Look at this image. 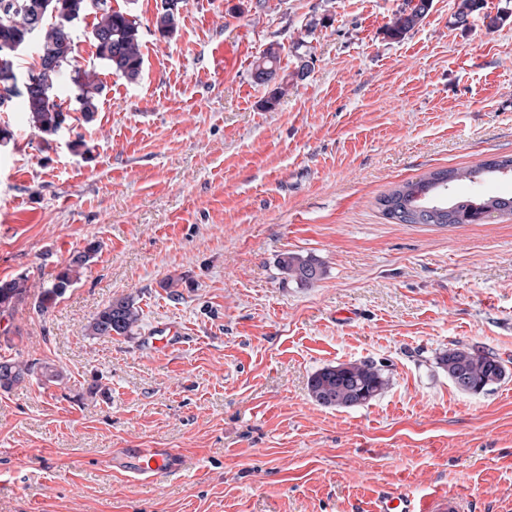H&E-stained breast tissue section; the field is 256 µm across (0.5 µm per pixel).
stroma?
Wrapping results in <instances>:
<instances>
[{"label": "stroma", "mask_w": 512, "mask_h": 512, "mask_svg": "<svg viewBox=\"0 0 512 512\" xmlns=\"http://www.w3.org/2000/svg\"><path fill=\"white\" fill-rule=\"evenodd\" d=\"M459 3L430 0L394 40L405 0H183L167 38L162 0H111L141 23L140 78L102 71L94 120L72 113L48 144L0 112V280L31 285L0 317V357L62 372L0 389V512H368L392 490L512 512V215L395 224L377 203L512 156V0L463 24ZM271 47L288 82L274 103L252 75ZM91 240L81 279L40 312ZM287 252L321 278L296 284ZM122 297L133 335L87 336ZM169 326L183 345L154 349ZM463 347L505 378L459 391L438 358ZM360 361L381 366L380 395L312 400L316 371ZM122 448H173L186 467L129 484ZM409 8L402 9L386 27V34L391 39L397 40L403 38L425 17L430 0H407ZM101 245L98 242L88 243L82 251L73 254L68 260L66 265L54 275L46 286H43V291L39 295L38 308L42 312L49 309V305L61 297L68 288L76 284L87 268L90 261L94 258L100 249ZM279 265L296 283L307 285L316 281L322 274V267L316 259L295 253H284Z\"/></svg>", "instance_id": "obj_1"}]
</instances>
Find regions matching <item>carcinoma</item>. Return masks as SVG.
Segmentation results:
<instances>
[{
	"label": "carcinoma",
	"mask_w": 512,
	"mask_h": 512,
	"mask_svg": "<svg viewBox=\"0 0 512 512\" xmlns=\"http://www.w3.org/2000/svg\"><path fill=\"white\" fill-rule=\"evenodd\" d=\"M182 0H162L155 28L166 37L174 31ZM411 7L402 9L386 27L388 37L403 38L425 17L430 0H408ZM93 16L90 37L95 57L106 69L127 80L136 81L143 70L141 25L130 9H114L111 0H0V87L7 88L18 80L20 58L8 51L13 45L33 42L38 65L32 84L18 91L15 98L23 101L33 129L44 142L58 133L68 120V110L56 93L59 82L70 81L74 101L85 121L93 120L102 83L96 67L72 68L75 40L74 23ZM280 55L269 48L253 64V77L263 84H274L270 101L285 92L284 80L278 79ZM512 171V158L482 162L466 169H443L416 182H406L379 199L384 215L395 224H480L487 213L496 210L512 214V196L477 199L454 196L449 201L431 202L429 198L448 190L450 184L467 180L475 182L493 173V168ZM100 243L90 242L73 254L54 275L39 295L38 308L45 312L49 305L76 284ZM279 265L296 283L307 285L322 274L316 259L295 253H284ZM29 296L27 278L19 276L0 281V314L11 313ZM140 321L139 308L130 297L115 299L99 310L86 326L93 337L130 336ZM439 364L448 378L463 392L478 394L500 382L504 376L502 361L493 354L475 349H450ZM47 382L61 377L49 364L40 365L18 359L0 360V389L8 391L35 374ZM387 380L373 363L348 362L327 366L310 380L313 400L323 407H355L364 404L384 390Z\"/></svg>",
	"instance_id": "1"
}]
</instances>
